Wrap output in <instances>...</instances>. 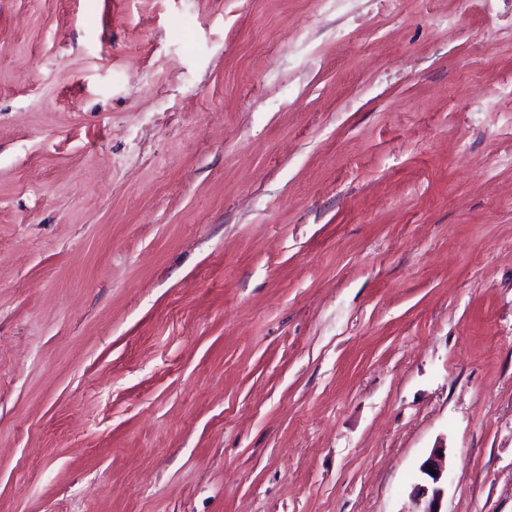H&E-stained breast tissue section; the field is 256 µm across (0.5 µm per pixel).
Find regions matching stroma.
Returning <instances> with one entry per match:
<instances>
[{"label": "stroma", "instance_id": "1", "mask_svg": "<svg viewBox=\"0 0 512 512\" xmlns=\"http://www.w3.org/2000/svg\"><path fill=\"white\" fill-rule=\"evenodd\" d=\"M512 512V0H0V512ZM445 449L438 448L421 464L420 472L423 475L412 485V495L419 510L414 512H444L442 510L445 495ZM433 467L436 476L428 472Z\"/></svg>", "mask_w": 512, "mask_h": 512}]
</instances>
